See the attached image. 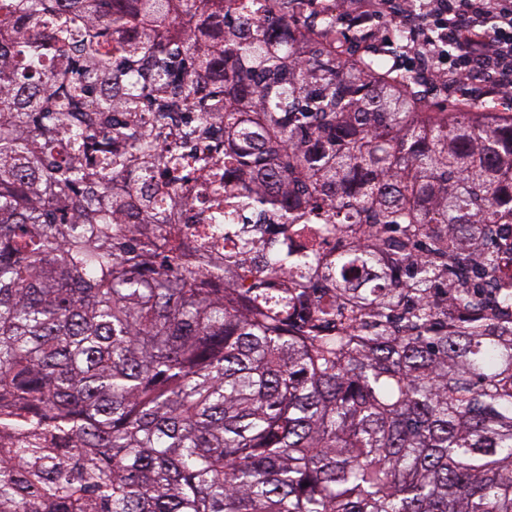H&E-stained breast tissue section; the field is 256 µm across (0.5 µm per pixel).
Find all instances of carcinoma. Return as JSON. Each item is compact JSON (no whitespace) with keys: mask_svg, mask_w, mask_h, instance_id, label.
Instances as JSON below:
<instances>
[{"mask_svg":"<svg viewBox=\"0 0 512 512\" xmlns=\"http://www.w3.org/2000/svg\"><path fill=\"white\" fill-rule=\"evenodd\" d=\"M294 2L0 0V512H512V112ZM160 166L345 245H194Z\"/></svg>","mask_w":512,"mask_h":512,"instance_id":"cac0c4a2","label":"carcinoma"}]
</instances>
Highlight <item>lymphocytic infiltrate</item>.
Masks as SVG:
<instances>
[{
	"instance_id": "lymphocytic-infiltrate-1",
	"label": "lymphocytic infiltrate",
	"mask_w": 512,
	"mask_h": 512,
	"mask_svg": "<svg viewBox=\"0 0 512 512\" xmlns=\"http://www.w3.org/2000/svg\"><path fill=\"white\" fill-rule=\"evenodd\" d=\"M387 8L407 27L413 54L393 71L443 80L466 102L477 84L483 97L512 98V0H389Z\"/></svg>"
}]
</instances>
